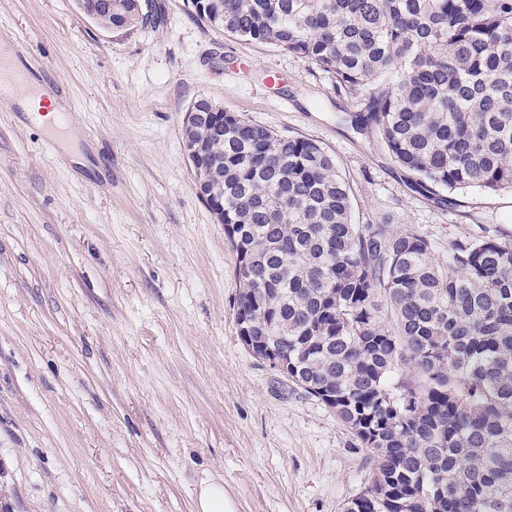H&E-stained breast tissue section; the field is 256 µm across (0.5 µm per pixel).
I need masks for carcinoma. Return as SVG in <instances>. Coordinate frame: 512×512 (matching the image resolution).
Instances as JSON below:
<instances>
[{"instance_id":"cac0c4a2","label":"carcinoma","mask_w":512,"mask_h":512,"mask_svg":"<svg viewBox=\"0 0 512 512\" xmlns=\"http://www.w3.org/2000/svg\"><path fill=\"white\" fill-rule=\"evenodd\" d=\"M225 33L330 75L422 188H512V0H202ZM115 0L114 31L142 23ZM234 308L288 380L334 410L373 463L344 512H512V240L354 224L314 139L238 116L208 139Z\"/></svg>"}]
</instances>
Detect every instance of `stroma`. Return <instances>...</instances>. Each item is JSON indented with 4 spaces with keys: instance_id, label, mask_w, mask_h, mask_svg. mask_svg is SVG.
<instances>
[{
    "instance_id": "35a3bbf8",
    "label": "stroma",
    "mask_w": 512,
    "mask_h": 512,
    "mask_svg": "<svg viewBox=\"0 0 512 512\" xmlns=\"http://www.w3.org/2000/svg\"><path fill=\"white\" fill-rule=\"evenodd\" d=\"M107 31L74 0H0L13 65L72 101L55 146L0 102V512H195L203 481L235 512H342L372 452L238 336L236 255L183 144L199 98L316 140L356 224L435 249L512 237V191L422 192L358 105L306 59L150 0Z\"/></svg>"
}]
</instances>
